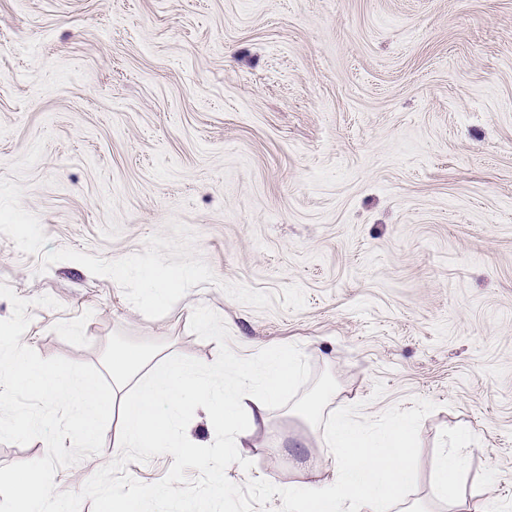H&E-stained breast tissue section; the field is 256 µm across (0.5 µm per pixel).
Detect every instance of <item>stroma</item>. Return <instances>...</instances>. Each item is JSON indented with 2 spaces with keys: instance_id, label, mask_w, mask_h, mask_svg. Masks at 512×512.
Returning a JSON list of instances; mask_svg holds the SVG:
<instances>
[{
  "instance_id": "1",
  "label": "stroma",
  "mask_w": 512,
  "mask_h": 512,
  "mask_svg": "<svg viewBox=\"0 0 512 512\" xmlns=\"http://www.w3.org/2000/svg\"><path fill=\"white\" fill-rule=\"evenodd\" d=\"M0 176L47 250L141 254L176 218L218 278L150 319L0 233V340L107 389L117 347L203 365L292 348L302 374L232 482L332 477L292 411L327 370L337 406L372 417L436 403L413 499L445 512L433 462L463 421L487 450L469 490L512 512V0H0ZM104 440L58 491L112 460Z\"/></svg>"
}]
</instances>
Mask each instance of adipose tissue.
Instances as JSON below:
<instances>
[{"label": "adipose tissue", "mask_w": 512, "mask_h": 512, "mask_svg": "<svg viewBox=\"0 0 512 512\" xmlns=\"http://www.w3.org/2000/svg\"><path fill=\"white\" fill-rule=\"evenodd\" d=\"M214 364L210 370L170 358L153 362L138 349H119L112 354V387L107 390L96 375L39 362L19 339L0 342L1 376L31 395L62 399L76 408L75 447L95 446L105 434V418L116 411L120 427L112 446L117 452L184 453L192 443L178 438L177 430L202 406L224 433L225 466L241 467L243 441L267 425L271 406L299 379L301 362L294 350L281 349L255 365L223 353ZM442 448L433 466L435 496L447 503L448 512H481L461 494L470 458L484 451L480 439L461 422L444 432Z\"/></svg>", "instance_id": "ef3b65f1"}]
</instances>
